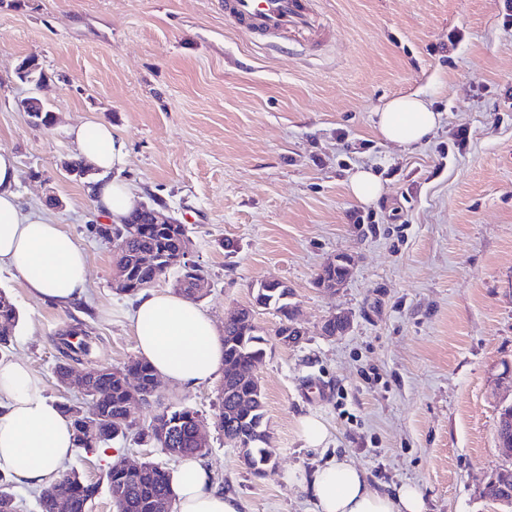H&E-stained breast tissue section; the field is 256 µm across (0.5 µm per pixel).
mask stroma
<instances>
[{
	"mask_svg": "<svg viewBox=\"0 0 512 512\" xmlns=\"http://www.w3.org/2000/svg\"><path fill=\"white\" fill-rule=\"evenodd\" d=\"M321 37L275 45L224 18V0H0V146L18 158L25 210L52 218L88 261L86 299L60 308L0 268L15 303L11 356L53 400L78 399L56 372L70 329L89 351L74 373L136 355L134 296L112 286L114 250L89 187L66 174L73 126L101 122L126 142L122 179L188 228L207 281L199 305L223 325L264 279L288 285L299 344L281 345L271 309L256 364L272 462L254 475L213 427L219 381L160 384V402L210 422L204 457L243 512H313L307 486L327 455L349 456L378 489L416 485L426 512H498L483 488L507 461L497 447L512 403V23L505 0H320ZM36 58L41 84L17 69ZM416 93L441 114L428 142L378 134L389 99ZM36 97L54 116L34 126ZM466 129L457 150L452 134ZM359 168L379 199L354 201ZM339 255L354 264L329 292L314 283ZM345 312L346 335L324 321ZM327 425L308 447L301 417ZM348 190L356 201L368 204L377 200L383 189L370 170L359 169L349 178Z\"/></svg>",
	"mask_w": 512,
	"mask_h": 512,
	"instance_id": "stroma-1",
	"label": "stroma"
}]
</instances>
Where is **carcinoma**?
<instances>
[{
	"label": "carcinoma",
	"mask_w": 512,
	"mask_h": 512,
	"mask_svg": "<svg viewBox=\"0 0 512 512\" xmlns=\"http://www.w3.org/2000/svg\"><path fill=\"white\" fill-rule=\"evenodd\" d=\"M154 208L140 205L127 218L126 224H101L97 234L115 243L117 250L115 266L128 269L126 282L120 291L135 294L145 289L156 271L183 244L190 241L184 224H153L151 213ZM133 225L137 233L130 236L126 226ZM179 277L190 284L180 292L193 301L203 296L205 275L195 263H183L178 268ZM290 293L283 288L258 285L254 298L264 308L272 307L280 314V326L275 335L288 331L293 309L288 302ZM18 311L12 298L0 290V351L6 352L13 345V331L5 328L15 324ZM268 339L253 317L245 316L236 321L224 323L225 361L248 366L260 360L265 354ZM137 377L141 385V400L157 396L158 384L154 371L148 362L132 358L120 369L108 367L89 372L86 398L92 405L96 425L88 428L86 415L80 406L69 400L58 402L62 412L73 424L75 447L91 450L102 445H111L134 436L141 441L152 443L171 458L204 456L207 449L197 446L194 429L202 417L189 407H164L155 414L145 427L134 426L125 420L129 410L138 405L131 402L126 376ZM221 408L216 414L214 425L226 439H235L249 445L250 463L248 469L260 475L271 463L267 449L259 446L265 433V411L263 395L255 394L249 380L231 376L223 377L220 387ZM104 481L112 499L121 512H158L163 499L172 498L169 487V471L161 463L147 460L132 471L109 469ZM63 487L74 498L73 512H89V505L100 490V483L85 480L78 472L71 471L63 478ZM11 480L0 473V512H17L15 497L10 491Z\"/></svg>",
	"instance_id": "carcinoma-1"
}]
</instances>
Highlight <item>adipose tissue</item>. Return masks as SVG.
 <instances>
[{"label": "adipose tissue", "instance_id": "ef3b65f1", "mask_svg": "<svg viewBox=\"0 0 512 512\" xmlns=\"http://www.w3.org/2000/svg\"><path fill=\"white\" fill-rule=\"evenodd\" d=\"M439 120L428 101L404 95L386 102L378 130L389 142L413 145L425 141ZM71 134L78 156L97 172L96 209L108 222L123 223L140 204L137 192L119 177L128 156L124 139L104 123L86 122ZM17 185L16 158L0 147V267L19 273L33 296L71 306L88 288L87 257L60 225L24 213ZM131 328L139 358L176 386L208 383L224 369V340L213 319L180 293L139 295ZM74 447L69 418L45 396L27 361L0 360V473L22 485H48ZM288 480L307 483L314 512H425L417 487L404 484L390 493L373 488L347 457H329L311 475L292 474ZM170 489L178 512H241L240 500L214 486L210 469L197 456L171 469Z\"/></svg>", "mask_w": 512, "mask_h": 512}]
</instances>
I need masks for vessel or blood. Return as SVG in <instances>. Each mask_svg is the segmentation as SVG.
<instances>
[{"instance_id": "1", "label": "vessel or blood", "mask_w": 512, "mask_h": 512, "mask_svg": "<svg viewBox=\"0 0 512 512\" xmlns=\"http://www.w3.org/2000/svg\"><path fill=\"white\" fill-rule=\"evenodd\" d=\"M318 0H224V13L252 38H302L320 27Z\"/></svg>"}]
</instances>
